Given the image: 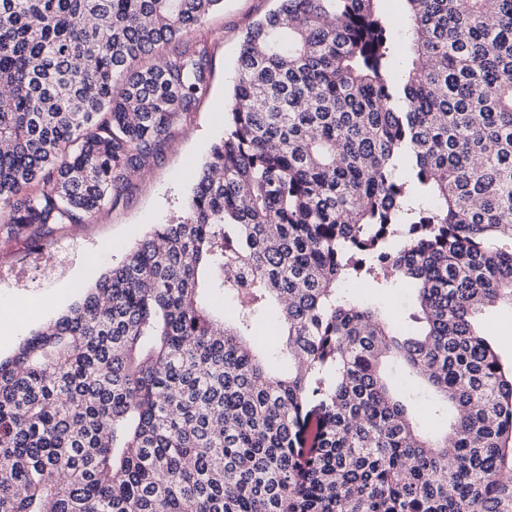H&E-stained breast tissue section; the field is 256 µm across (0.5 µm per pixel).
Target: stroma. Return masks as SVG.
Masks as SVG:
<instances>
[{
	"label": "stroma",
	"instance_id": "35a3bbf8",
	"mask_svg": "<svg viewBox=\"0 0 512 512\" xmlns=\"http://www.w3.org/2000/svg\"><path fill=\"white\" fill-rule=\"evenodd\" d=\"M277 0H224L199 28L208 43L206 90L162 154L133 176L116 206L85 224L56 226L47 240L32 233L0 235V355H10L32 329L79 299L93 267L121 261L151 225L175 224L184 215L197 168L224 135L237 60L248 28Z\"/></svg>",
	"mask_w": 512,
	"mask_h": 512
}]
</instances>
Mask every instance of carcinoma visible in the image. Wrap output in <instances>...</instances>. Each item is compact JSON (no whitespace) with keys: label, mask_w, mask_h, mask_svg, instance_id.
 <instances>
[{"label":"carcinoma","mask_w":512,"mask_h":512,"mask_svg":"<svg viewBox=\"0 0 512 512\" xmlns=\"http://www.w3.org/2000/svg\"><path fill=\"white\" fill-rule=\"evenodd\" d=\"M381 2L254 23L183 220L0 357V512H512V368L474 324L512 309V0ZM221 3L0 0V234L120 201ZM350 282L413 290L405 322Z\"/></svg>","instance_id":"obj_1"}]
</instances>
